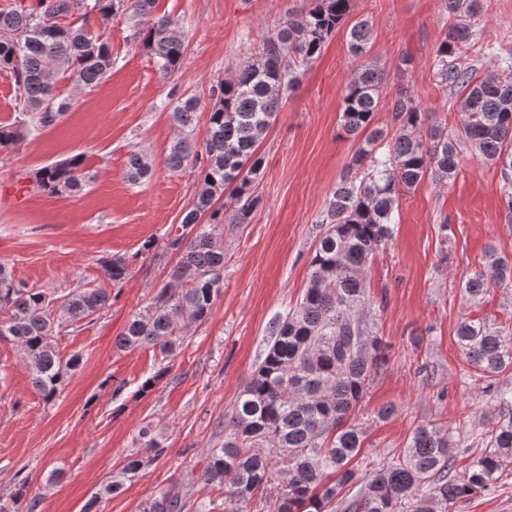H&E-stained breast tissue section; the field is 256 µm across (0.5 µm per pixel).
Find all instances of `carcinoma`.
I'll return each instance as SVG.
<instances>
[{
    "label": "carcinoma",
    "mask_w": 512,
    "mask_h": 512,
    "mask_svg": "<svg viewBox=\"0 0 512 512\" xmlns=\"http://www.w3.org/2000/svg\"><path fill=\"white\" fill-rule=\"evenodd\" d=\"M156 0H12L0 8V71L14 80L17 108L24 119L0 126V150L16 146L25 135L56 122L70 103L54 93L55 77L64 74L76 87L99 84L111 71L112 49L74 16L103 20L131 11L144 25L136 33L158 72L174 73L184 57L178 20L154 16ZM351 0H310L309 7L288 19L267 38L259 56L240 64L234 75L211 89L215 99L203 143L193 138L197 100L188 97L172 109L175 136L167 155L170 171L198 165L199 186L183 213L177 231L165 242L180 259L169 282L149 306L133 315L117 339L121 349L152 346L173 355L183 336L181 320L206 321L224 287V220L249 224L262 203L254 183L264 166L258 143L277 118L283 97L299 81L298 67L317 57L325 41L340 29ZM483 0H444L450 17H475ZM372 40L367 19L348 32L351 56L361 60ZM474 34L470 25L455 23L437 45L436 77L460 93L458 110L467 120L460 132L432 118L414 92L399 89L391 104L398 133L392 139L381 129L369 130L381 102L382 73L372 63L357 66L341 104V129L351 138L365 134L327 202L320 236L310 266L306 291L271 328L268 349L251 378L224 415V444L208 451L200 479L224 492V504L239 505L268 481L273 464H282L287 485L271 512H448L496 483L512 458V390L488 383L487 392L499 413L483 433L485 449L461 476L454 473L457 455L448 433L433 426L415 428L407 448L376 468L350 499L344 487L355 480L352 460L359 454L365 431L353 419L368 385L386 361V343L371 327L382 307L368 281L375 254L391 241L400 191L418 185L426 175L447 185L463 162L461 147L500 167L503 197L512 212V49L495 63L502 74L475 77L465 62ZM150 164L140 153L128 160L127 176L136 182ZM36 183L49 194L78 192L91 180L84 157L73 155L42 167ZM230 190L228 207L216 202ZM490 272L479 271L464 284L471 300L490 284L512 288V264L494 252L486 255ZM117 286L129 274L126 260L106 267ZM105 288L78 287L57 296L15 282L0 265V342L20 347L32 380L44 401L56 398L81 356L62 355L54 338L65 326L94 321L110 305ZM458 345L468 365L492 379L512 369V332L484 320L462 318ZM152 458L131 457L120 472L91 497L82 512H97L98 497L118 493L123 482L161 457L165 448L145 426ZM20 477L14 495L0 499V512H15L16 500L27 493ZM187 503L163 491L142 512H184Z\"/></svg>",
    "instance_id": "obj_1"
}]
</instances>
